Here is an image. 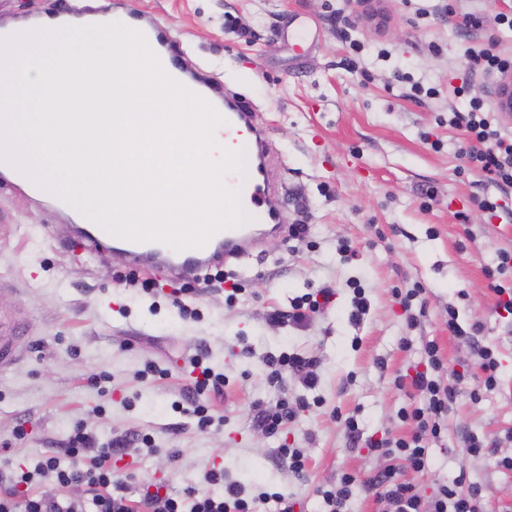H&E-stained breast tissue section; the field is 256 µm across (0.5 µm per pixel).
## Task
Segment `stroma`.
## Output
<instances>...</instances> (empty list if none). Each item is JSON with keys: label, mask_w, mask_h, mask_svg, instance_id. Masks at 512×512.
<instances>
[{"label": "stroma", "mask_w": 512, "mask_h": 512, "mask_svg": "<svg viewBox=\"0 0 512 512\" xmlns=\"http://www.w3.org/2000/svg\"><path fill=\"white\" fill-rule=\"evenodd\" d=\"M132 4L218 75L226 97L256 112L285 221L306 225L307 236L265 234L261 253L233 266V282L186 293L154 273L147 294L122 282L121 255L82 250L53 205L0 180V312L19 316L23 336L19 361L0 372V481L81 424L101 443L153 436L154 451L112 459L134 500L159 482L182 493L221 468L249 494L278 491L296 500L294 512H323L319 488L393 466L421 497L462 474L483 485L485 512H512V469L501 465L512 457V312L498 308L483 273L512 252V191L499 216L478 208L477 196L497 189L458 174L463 135L448 124L471 99L495 103L497 81L470 71L464 51L492 40L512 56V28L498 20L512 0H386L383 28L355 0H98L121 22ZM465 12L481 25L464 27ZM415 84L425 90L417 100ZM417 282L427 307L412 327L393 291ZM325 285L334 295L306 326L270 322V312ZM357 286L370 309L355 325ZM177 297L197 317L183 316ZM451 306L483 324L478 343L500 360L496 390L483 389L475 345L449 336ZM432 339L459 394L427 467L350 445L340 419L351 414L368 436L407 432L397 414L418 396L393 381L414 375ZM283 349L314 360L318 385L308 392L287 378L289 399L309 405L271 437L254 416L273 399L262 358ZM200 354L226 377L211 397L220 422L204 431L184 409L186 360ZM475 389L484 392L477 404ZM470 432L493 449L470 457ZM284 444L303 449L301 478L280 469Z\"/></svg>", "instance_id": "35a3bbf8"}]
</instances>
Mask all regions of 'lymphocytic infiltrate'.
<instances>
[{
  "mask_svg": "<svg viewBox=\"0 0 512 512\" xmlns=\"http://www.w3.org/2000/svg\"><path fill=\"white\" fill-rule=\"evenodd\" d=\"M448 124L465 134L462 155L469 171L482 174L500 189H512V136L505 135L497 117L483 100L475 99L466 112H450ZM424 368L410 380L396 378V388L411 384L423 397L419 406L401 408L398 416L408 422V435L381 439L364 438L356 416H348L344 425L351 445L365 444L371 452L384 457H399L412 469H424L427 443L440 439L442 422L448 415L457 393L439 377L443 357L436 341H427L424 347ZM263 363L267 368L266 382L277 391L278 398L271 411H258L256 422L267 434L277 435L288 424L294 423L305 399L289 402L282 397L284 371L301 375L306 389H315L317 377L311 370L312 361L297 352L287 350L266 353ZM88 435L76 428L65 447L49 449L32 469L23 470L9 485L0 486V512H294V505L279 492H262L247 496L246 489L231 480L223 471L205 472V489L187 488L183 496L175 497L161 490H144L138 501H130L127 485L112 474L114 448L123 447V440L99 449L92 464H85L84 452ZM52 477V492L35 499L20 496L21 487L30 485L34 477ZM73 485L85 486L89 500L63 496L62 491ZM222 486V494H214L213 486ZM377 490L390 512H483L482 489L459 478L440 485L429 499H422L414 487L402 480L397 470L387 469L369 478H358L344 473L333 488L322 491L326 512H348L347 503L355 489Z\"/></svg>",
  "mask_w": 512,
  "mask_h": 512,
  "instance_id": "f902f5d3",
  "label": "lymphocytic infiltrate"
}]
</instances>
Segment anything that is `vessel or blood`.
I'll return each mask as SVG.
<instances>
[{
    "mask_svg": "<svg viewBox=\"0 0 512 512\" xmlns=\"http://www.w3.org/2000/svg\"><path fill=\"white\" fill-rule=\"evenodd\" d=\"M127 24L141 32L150 49L161 56L173 54L174 48L165 35L144 20L137 8L127 11ZM197 95L209 97L223 104L221 114L225 136L237 143L246 156L245 172L230 171L223 177L224 184L240 193V202L250 220L238 228L221 229L213 233L204 245L176 251L157 242H136L115 238L100 227L75 226L77 239L86 250H97L107 245L122 255L128 268L142 272H165L177 279H195L218 265H231L250 254L259 244L263 226L278 230L283 214L272 199L267 176L266 130L255 121L250 106L240 102H224L218 84L203 75H196L184 83ZM19 341L18 324L14 318L0 315V371L11 367L16 360Z\"/></svg>",
    "mask_w": 512,
    "mask_h": 512,
    "instance_id": "b4317fda",
    "label": "vessel or blood"
}]
</instances>
